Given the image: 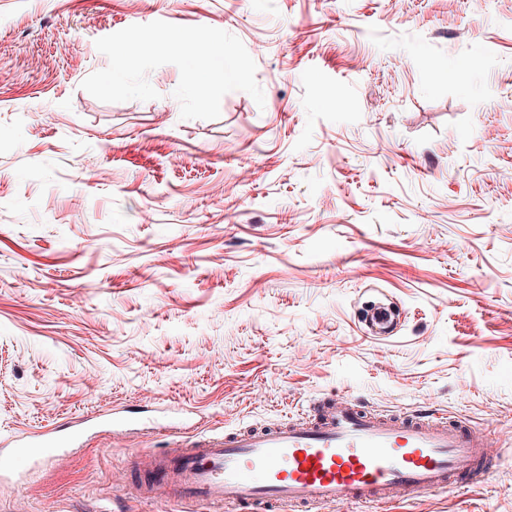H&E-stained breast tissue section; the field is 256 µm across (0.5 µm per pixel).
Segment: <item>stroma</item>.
<instances>
[{
  "mask_svg": "<svg viewBox=\"0 0 512 512\" xmlns=\"http://www.w3.org/2000/svg\"><path fill=\"white\" fill-rule=\"evenodd\" d=\"M157 20L239 38L263 104L181 118L172 64L153 100L82 89L97 39ZM508 94L512 0H0V452L68 442L0 512H186L128 493L160 426L332 393L512 430ZM386 512H512V443Z\"/></svg>",
  "mask_w": 512,
  "mask_h": 512,
  "instance_id": "1",
  "label": "stroma"
}]
</instances>
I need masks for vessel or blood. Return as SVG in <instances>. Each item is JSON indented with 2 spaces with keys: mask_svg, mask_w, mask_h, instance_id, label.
I'll use <instances>...</instances> for the list:
<instances>
[{
  "mask_svg": "<svg viewBox=\"0 0 512 512\" xmlns=\"http://www.w3.org/2000/svg\"><path fill=\"white\" fill-rule=\"evenodd\" d=\"M499 460L481 430L430 413L378 416L336 394L306 418L178 439L151 456L149 499L220 506L222 512H319L344 501L386 506L457 484L481 486Z\"/></svg>",
  "mask_w": 512,
  "mask_h": 512,
  "instance_id": "vessel-or-blood-1",
  "label": "vessel or blood"
}]
</instances>
